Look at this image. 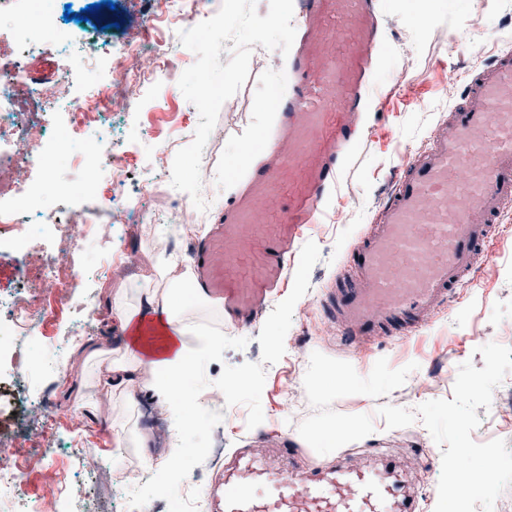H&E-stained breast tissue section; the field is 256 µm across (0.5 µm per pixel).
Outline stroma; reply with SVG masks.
Returning a JSON list of instances; mask_svg holds the SVG:
<instances>
[{
  "instance_id": "1",
  "label": "stroma",
  "mask_w": 512,
  "mask_h": 512,
  "mask_svg": "<svg viewBox=\"0 0 512 512\" xmlns=\"http://www.w3.org/2000/svg\"><path fill=\"white\" fill-rule=\"evenodd\" d=\"M113 2L95 9L73 31L74 47L99 44L118 53L143 27L147 0ZM377 6L381 47L373 101L364 116L366 134L350 149L327 195L322 222L305 233L283 288L258 321L240 330L223 324L222 314L210 315L211 323L223 326L224 351L205 370L202 397L208 410L197 424L203 438L215 429L222 433L228 456L240 448L267 447L269 436H277L292 449L294 470L306 457L325 465L340 457L362 464L390 457L418 493L420 512H434L440 446L422 421L390 429L377 410L383 405L412 410L429 400L452 399L449 372L467 361L483 368L477 349L484 344L512 347V213L501 220L466 284L418 335L350 353L320 300L335 288L347 251L374 224L395 180L460 104L471 73L512 51V0H377ZM423 13L428 23L422 27L416 18ZM296 20L293 0H234L218 42L198 37L190 26L166 39L172 69L157 72L131 98L127 112L112 116L113 146L134 157L115 186L117 204L135 203L149 191L160 208L177 193L212 214L239 194L275 126L274 100L288 88V34ZM25 66L43 83L66 76L79 92L86 82L53 45L26 58ZM204 85L216 89L220 102L198 112L193 103ZM167 137L176 148L164 160L159 143ZM194 165L210 170L206 184L191 181ZM194 239L157 223L128 235L113 229L108 241L79 242L82 266L95 267L114 249L134 253L140 264L125 278H86L77 294L86 305L87 330L71 342L66 324L58 325L62 352L40 379L54 407L53 429L42 446L64 466L68 479L86 488L70 512H139V504L156 497L149 481L117 486L112 461L117 424L147 429L145 410L155 400L138 385L102 395L97 360L118 356L124 339L112 312L114 289L153 285V255L190 249ZM345 372L354 376L355 386L339 384ZM242 374L251 380L249 390L233 385ZM493 399L497 413L482 419L472 438L480 443L491 432L512 450V372ZM347 423L357 424V431L331 434V426ZM84 448L94 450L102 469L81 456ZM56 490L53 478L40 469L24 471L11 512H28L36 502L51 507Z\"/></svg>"
}]
</instances>
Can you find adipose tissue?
I'll use <instances>...</instances> for the list:
<instances>
[{"label": "adipose tissue", "instance_id": "ef3b65f1", "mask_svg": "<svg viewBox=\"0 0 512 512\" xmlns=\"http://www.w3.org/2000/svg\"><path fill=\"white\" fill-rule=\"evenodd\" d=\"M165 277L164 288H145L138 300H130L123 292L112 297V310L125 334L124 352L113 358L103 370V385L137 382L140 369L151 372L144 389L154 394L169 413L176 432H193V415L205 406L198 386L201 364L222 357L223 332L214 328L198 333L195 322L199 315L211 312L212 303L204 294H196L192 305L178 303L185 277L169 278L166 266H159Z\"/></svg>", "mask_w": 512, "mask_h": 512}]
</instances>
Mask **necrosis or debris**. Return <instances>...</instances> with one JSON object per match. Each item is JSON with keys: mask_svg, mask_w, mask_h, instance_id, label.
Returning a JSON list of instances; mask_svg holds the SVG:
<instances>
[{"mask_svg": "<svg viewBox=\"0 0 512 512\" xmlns=\"http://www.w3.org/2000/svg\"><path fill=\"white\" fill-rule=\"evenodd\" d=\"M26 2V14L14 29L18 58L0 60V197L8 199L0 204V248L17 252L65 229L93 237L101 229L113 228L118 216L111 180L122 176L125 160L113 155L112 141L99 135V125L126 109L132 92L145 86L157 70L170 67L163 42L153 38V31L189 25L201 17L213 28L224 18V0H156L155 9L146 16V35L131 39L120 55L111 58L109 78L95 77L96 52L78 54V67L91 73L92 79L77 98L69 78L47 85L32 79L23 65V57L46 44L64 48L69 42L58 23L61 0ZM62 110L71 113L69 146L83 168L75 194L90 201L82 208L43 204L42 190L30 179L35 169L53 180L60 177L49 131L53 115ZM41 276L53 286L54 295L35 302L21 293L0 295V358L23 361L31 368L42 361V351L20 350L19 341L34 332L52 336L83 281L75 261L57 255L47 259Z\"/></svg>", "mask_w": 512, "mask_h": 512, "instance_id": "1", "label": "necrosis or debris"}]
</instances>
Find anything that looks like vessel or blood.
Returning a JSON list of instances; mask_svg holds the SVG:
<instances>
[{
  "label": "vessel or blood",
  "mask_w": 512,
  "mask_h": 512,
  "mask_svg": "<svg viewBox=\"0 0 512 512\" xmlns=\"http://www.w3.org/2000/svg\"><path fill=\"white\" fill-rule=\"evenodd\" d=\"M291 89L274 135L235 200L193 248L194 285L236 327L282 287L305 229L362 134L378 53L373 0H298ZM512 209V52L467 84L355 244L328 299L349 344L409 335L464 284L496 221ZM214 512H416L389 468L346 459L308 476L240 452L211 491Z\"/></svg>",
  "instance_id": "vessel-or-blood-1"
}]
</instances>
